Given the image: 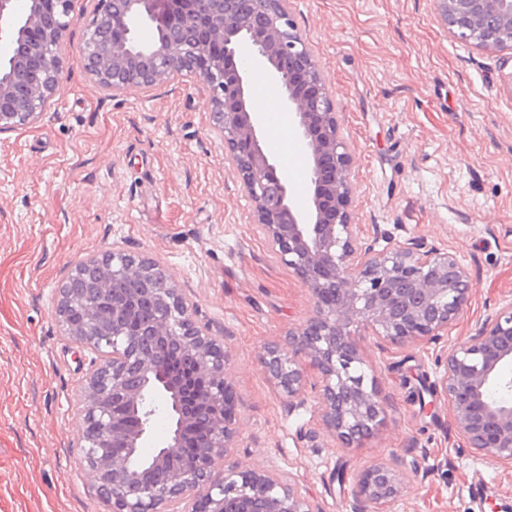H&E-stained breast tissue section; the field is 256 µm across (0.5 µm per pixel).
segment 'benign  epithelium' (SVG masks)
<instances>
[{
    "label": "benign epithelium",
    "instance_id": "1",
    "mask_svg": "<svg viewBox=\"0 0 512 512\" xmlns=\"http://www.w3.org/2000/svg\"><path fill=\"white\" fill-rule=\"evenodd\" d=\"M244 18L233 0H98L85 42V68L94 83L114 94L137 91L189 73L208 89L214 128L224 139L242 188L254 204L256 224L278 262L306 288L309 318L280 342L266 345L261 363L288 410L304 405L307 373L321 379L318 413L324 429L354 448L385 423L386 401L368 376L355 329L404 347L439 339L467 306L472 283L451 255L418 242L377 250L363 243L351 223V149L336 104L316 60L288 10V0ZM448 32L484 49L512 50V0H438ZM30 0L21 21L14 0H0V39L12 54L0 61V132L25 126L46 111L60 89L63 46L74 22L72 0H58L43 14ZM117 18L156 27L148 43L131 27L113 35ZM41 37L32 41L29 30ZM213 45L224 54L203 67L197 59ZM267 74L271 91L293 117L310 158L309 193L294 196L279 162L266 150L265 117L251 94L253 73ZM97 272L89 294L58 289L57 322L73 343L95 354L77 399L82 430L77 448L83 476L110 512H312L285 476L265 470L224 469L238 437L236 391L224 346L196 319V305L172 282L157 258L119 245L77 263L72 273ZM135 280L137 288H117ZM146 302L155 316L139 330L125 326ZM112 305V316L100 308ZM84 312L83 326L70 311ZM438 393L468 448L481 457L512 462V305L482 322L476 332L439 356ZM169 420L160 446L146 455L158 411ZM136 418L128 426L123 416ZM198 463L175 459L199 426ZM119 443L126 455L100 449ZM402 484L384 461L364 469L353 494L364 512H387Z\"/></svg>",
    "mask_w": 512,
    "mask_h": 512
}]
</instances>
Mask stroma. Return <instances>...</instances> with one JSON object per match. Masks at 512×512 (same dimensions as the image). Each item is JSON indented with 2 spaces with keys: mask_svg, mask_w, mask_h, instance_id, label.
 <instances>
[{
  "mask_svg": "<svg viewBox=\"0 0 512 512\" xmlns=\"http://www.w3.org/2000/svg\"><path fill=\"white\" fill-rule=\"evenodd\" d=\"M97 0H73L64 81L33 123L0 133V512H106L79 475L75 399L89 354L63 335L56 291L80 260L121 245L159 258L224 343L240 436L228 468L289 475L314 512H359L357 474H406L387 512L512 506V464L474 457L437 395L430 346L367 337L383 428L345 448L261 366L264 343L311 311L254 222L208 92L182 76L115 96L83 67ZM352 149L351 217L364 242L417 240L456 257L472 291L450 346L512 304V52L454 39L436 0H290ZM481 486L480 497L471 490Z\"/></svg>",
  "mask_w": 512,
  "mask_h": 512,
  "instance_id": "stroma-1",
  "label": "stroma"
}]
</instances>
